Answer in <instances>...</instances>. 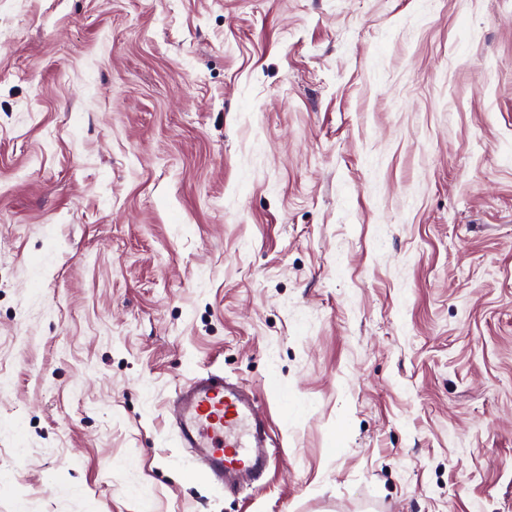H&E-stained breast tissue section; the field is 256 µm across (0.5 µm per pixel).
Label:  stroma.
Wrapping results in <instances>:
<instances>
[{"mask_svg":"<svg viewBox=\"0 0 512 512\" xmlns=\"http://www.w3.org/2000/svg\"><path fill=\"white\" fill-rule=\"evenodd\" d=\"M0 512H512V0H0ZM174 439L196 471L233 493L268 471V426L254 395L224 372H198L167 403Z\"/></svg>","mask_w":512,"mask_h":512,"instance_id":"1","label":"stroma"}]
</instances>
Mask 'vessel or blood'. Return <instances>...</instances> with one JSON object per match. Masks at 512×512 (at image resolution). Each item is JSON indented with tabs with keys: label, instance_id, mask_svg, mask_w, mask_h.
<instances>
[{
	"label": "vessel or blood",
	"instance_id": "b4317fda",
	"mask_svg": "<svg viewBox=\"0 0 512 512\" xmlns=\"http://www.w3.org/2000/svg\"><path fill=\"white\" fill-rule=\"evenodd\" d=\"M174 439L196 471L233 493L268 471V426L255 396L223 372L194 374L167 403Z\"/></svg>",
	"mask_w": 512,
	"mask_h": 512
}]
</instances>
